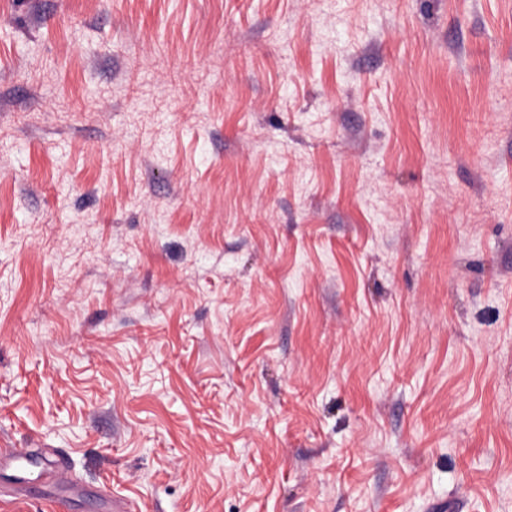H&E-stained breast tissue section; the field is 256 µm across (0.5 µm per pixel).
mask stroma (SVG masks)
I'll list each match as a JSON object with an SVG mask.
<instances>
[{"mask_svg": "<svg viewBox=\"0 0 512 512\" xmlns=\"http://www.w3.org/2000/svg\"><path fill=\"white\" fill-rule=\"evenodd\" d=\"M0 512H512V0H0ZM27 457L28 453L24 448H0L1 474L8 472L11 478L27 484L29 478L24 473Z\"/></svg>", "mask_w": 512, "mask_h": 512, "instance_id": "35a3bbf8", "label": "stroma"}]
</instances>
